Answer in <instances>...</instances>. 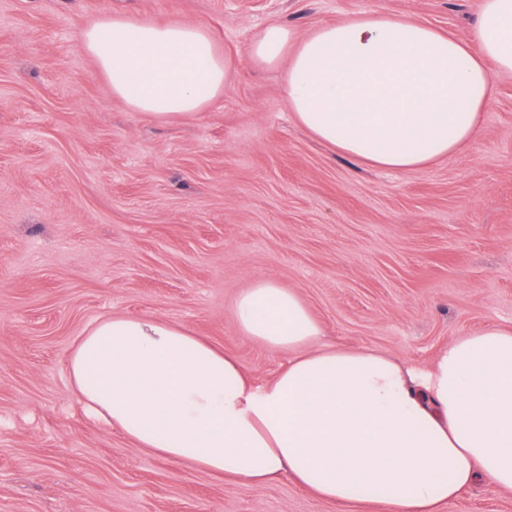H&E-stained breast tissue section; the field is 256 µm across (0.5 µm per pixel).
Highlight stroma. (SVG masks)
<instances>
[{"label":"stroma","instance_id":"stroma-1","mask_svg":"<svg viewBox=\"0 0 512 512\" xmlns=\"http://www.w3.org/2000/svg\"><path fill=\"white\" fill-rule=\"evenodd\" d=\"M481 0H0V512H383L288 478L260 488L136 447L88 414L68 358L110 315L183 324L257 382L287 364L233 306L294 290L326 342L427 367L448 342L512 326V74L475 137L406 172L361 165L288 110L284 69L249 46L382 10L466 34ZM207 27L222 96L159 121L115 99L78 44L104 13ZM440 512H512L480 482Z\"/></svg>","mask_w":512,"mask_h":512}]
</instances>
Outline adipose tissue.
Returning a JSON list of instances; mask_svg holds the SVG:
<instances>
[{"label": "adipose tissue", "instance_id": "ef3b65f1", "mask_svg": "<svg viewBox=\"0 0 512 512\" xmlns=\"http://www.w3.org/2000/svg\"><path fill=\"white\" fill-rule=\"evenodd\" d=\"M80 48L113 97L161 120L201 111L230 73L194 23L105 15ZM249 58L285 67L288 109L315 138L364 165L416 170L474 138L498 74L512 73V0H482L465 39L378 10L303 36L272 22ZM234 313L243 337L287 353L270 381L176 322L114 315L72 350V387L137 447L246 488L285 476L343 503L362 486L384 512H439L482 478L512 490V327L455 337L417 369L321 343L297 293L271 280L242 291Z\"/></svg>", "mask_w": 512, "mask_h": 512}]
</instances>
